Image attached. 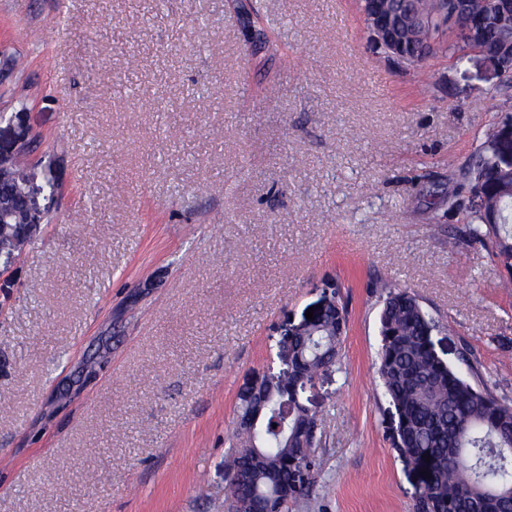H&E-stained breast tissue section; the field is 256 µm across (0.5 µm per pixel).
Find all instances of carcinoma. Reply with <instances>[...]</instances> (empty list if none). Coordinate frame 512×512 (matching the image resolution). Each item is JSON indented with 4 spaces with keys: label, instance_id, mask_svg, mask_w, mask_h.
<instances>
[{
    "label": "carcinoma",
    "instance_id": "carcinoma-1",
    "mask_svg": "<svg viewBox=\"0 0 512 512\" xmlns=\"http://www.w3.org/2000/svg\"><path fill=\"white\" fill-rule=\"evenodd\" d=\"M384 12L396 21L407 17L415 0H383ZM484 20L482 38L468 37L471 23ZM512 43V9L496 11L491 0H423L415 25L405 36L398 61L419 67L445 47L462 59L477 49L497 51ZM30 148L17 160L24 191L31 179ZM469 193L481 200L469 208V238L492 252L512 273V168L490 151L480 152L468 167L463 183L448 186V210ZM26 214L15 208L0 219V256L16 260L23 251L17 240ZM380 312L377 374L384 394L396 409L405 436L403 451L423 475V490L414 512H512V403L480 385L479 362L465 347L461 360L467 373L449 366L434 349L435 322L408 289L385 283ZM348 328L346 306L318 315L304 335L279 347L277 358L293 368L276 372L277 380L256 400L238 394L236 419L263 405L261 417L247 429L234 424L230 451L224 455L227 496L253 510L281 499L283 512H292L319 485L323 459L317 447L320 418L305 407L300 393L320 372L339 364ZM305 478L295 482L294 473Z\"/></svg>",
    "mask_w": 512,
    "mask_h": 512
}]
</instances>
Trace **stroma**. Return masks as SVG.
Here are the masks:
<instances>
[{
    "mask_svg": "<svg viewBox=\"0 0 512 512\" xmlns=\"http://www.w3.org/2000/svg\"><path fill=\"white\" fill-rule=\"evenodd\" d=\"M367 40L356 0H0V147L25 122L59 182L0 274V512H224L238 391L330 293L341 365L301 394L329 483L295 512H412L382 281L512 402V275L442 193L512 88Z\"/></svg>",
    "mask_w": 512,
    "mask_h": 512,
    "instance_id": "35a3bbf8",
    "label": "stroma"
}]
</instances>
